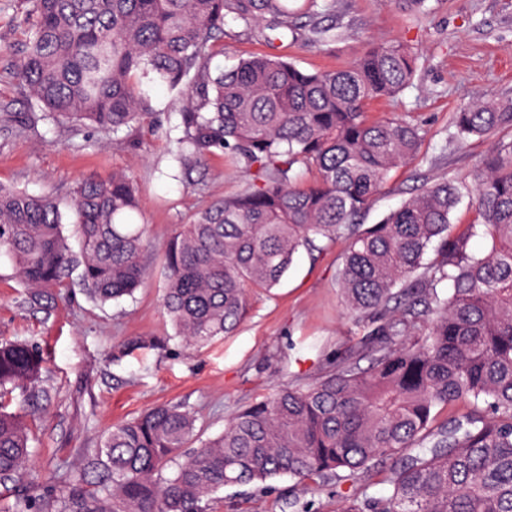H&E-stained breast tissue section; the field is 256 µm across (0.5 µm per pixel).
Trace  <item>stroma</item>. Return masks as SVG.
Wrapping results in <instances>:
<instances>
[{"label":"stroma","mask_w":512,"mask_h":512,"mask_svg":"<svg viewBox=\"0 0 512 512\" xmlns=\"http://www.w3.org/2000/svg\"><path fill=\"white\" fill-rule=\"evenodd\" d=\"M341 25L336 41L307 46L282 37L271 42L227 19L224 51L212 64L231 68L253 55L287 57L305 69H342L363 50L365 37L401 42L418 51L411 87L378 100L369 118L402 116L426 132L419 155L391 178L363 216L378 223L415 194L423 179L473 184L476 164L491 146L474 140L466 149L445 145L453 112L474 99H512V0H334ZM30 0H0V183L34 195L65 197L77 180L121 172L139 187L138 222L153 247L148 275L134 296L98 306L70 276L62 302L51 309L25 303V288L8 257H0V339L37 345L44 358L36 400L23 408L33 432L30 478L63 485L82 464L84 449L101 434L161 402L194 413L197 431L220 434L237 408L269 396L278 383L312 382L327 360L354 345L361 324L346 314L336 272L347 247L299 250L288 273L271 290H255L237 330L202 350L185 348L164 313V275L158 250L180 225L213 201L242 190L249 176L231 157L211 158L205 169L183 174L173 159L180 135L177 96L150 87L152 117L134 131L101 133L84 127L39 123L26 132L8 124V112L28 103L10 71L26 37ZM301 494L284 476L259 486L227 487L211 512H291Z\"/></svg>","instance_id":"stroma-1"}]
</instances>
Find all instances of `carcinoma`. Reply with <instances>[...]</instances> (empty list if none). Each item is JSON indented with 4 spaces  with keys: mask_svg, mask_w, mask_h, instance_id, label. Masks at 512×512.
I'll return each mask as SVG.
<instances>
[{
    "mask_svg": "<svg viewBox=\"0 0 512 512\" xmlns=\"http://www.w3.org/2000/svg\"><path fill=\"white\" fill-rule=\"evenodd\" d=\"M13 78L40 121L131 131L152 116L145 87L176 92L180 169L230 150L251 179L181 225L161 253L163 307L177 336L201 348L233 332L254 288L277 286L304 247L349 239L337 274L346 313L366 332L313 383L289 381L234 412L192 456L195 415L161 403L108 430L65 485L21 490L6 512H210L227 486L288 475L310 498L336 487L337 512H512V139L480 158L477 219L448 233L463 187L444 178L379 223L359 224L423 129L371 121L367 107L413 80L417 54L371 44L340 70L308 71L275 56L212 68L225 18L264 40L336 39L331 0H31ZM512 126V100L477 99L453 113V145ZM74 216L81 248L64 234ZM124 174L87 177L68 201L0 184V254L43 304L79 272L87 297L118 303L142 285L145 225ZM489 241L482 255L471 241ZM433 258L424 260L428 252ZM33 345L0 344V483L21 482L31 438L17 399L39 382ZM386 486L370 492L373 478ZM346 482L361 483L347 495Z\"/></svg>",
    "mask_w": 512,
    "mask_h": 512,
    "instance_id": "1",
    "label": "carcinoma"
}]
</instances>
